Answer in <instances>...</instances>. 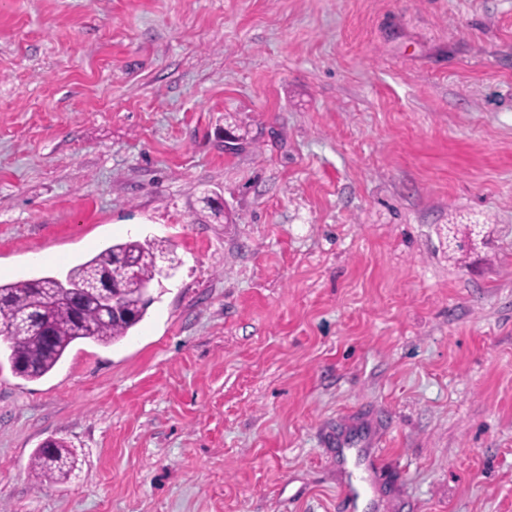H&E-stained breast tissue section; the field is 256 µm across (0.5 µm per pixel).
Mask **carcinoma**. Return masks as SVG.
<instances>
[{"instance_id": "cac0c4a2", "label": "carcinoma", "mask_w": 512, "mask_h": 512, "mask_svg": "<svg viewBox=\"0 0 512 512\" xmlns=\"http://www.w3.org/2000/svg\"><path fill=\"white\" fill-rule=\"evenodd\" d=\"M162 255L169 257L172 251L159 243L128 239L69 269L68 279L81 285L91 284L102 271L112 273L119 289L118 305L126 316L110 321L102 317L95 295L83 292L74 304L51 275L0 282V337H5L13 372L24 379H40L77 341L107 347L126 337L152 301L147 285L158 275L155 259ZM77 463L75 449L55 438L35 449L29 470L39 483H64Z\"/></svg>"}]
</instances>
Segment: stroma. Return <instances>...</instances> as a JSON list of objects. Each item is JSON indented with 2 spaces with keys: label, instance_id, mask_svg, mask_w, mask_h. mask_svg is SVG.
<instances>
[{
  "label": "stroma",
  "instance_id": "35a3bbf8",
  "mask_svg": "<svg viewBox=\"0 0 512 512\" xmlns=\"http://www.w3.org/2000/svg\"><path fill=\"white\" fill-rule=\"evenodd\" d=\"M131 237L128 336L0 357V512H512V0H0V281ZM78 463L74 448H68L63 439L54 438L46 446L36 448L32 454L29 470L39 483H64L73 475ZM367 478L351 476L347 487L340 493L338 508L343 512H355L365 492Z\"/></svg>",
  "mask_w": 512,
  "mask_h": 512
}]
</instances>
